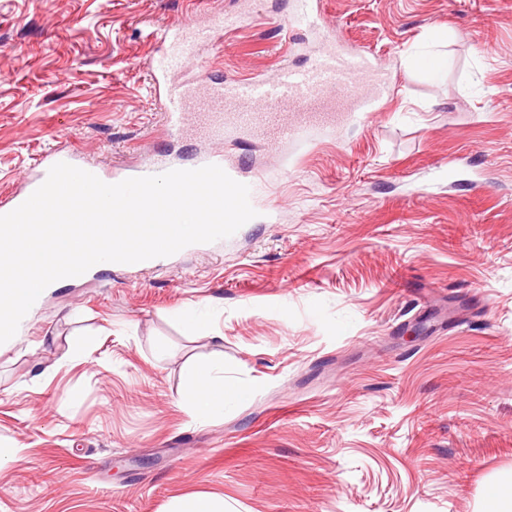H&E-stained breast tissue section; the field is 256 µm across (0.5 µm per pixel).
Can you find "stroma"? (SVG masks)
Here are the masks:
<instances>
[{
  "instance_id": "stroma-1",
  "label": "stroma",
  "mask_w": 512,
  "mask_h": 512,
  "mask_svg": "<svg viewBox=\"0 0 512 512\" xmlns=\"http://www.w3.org/2000/svg\"><path fill=\"white\" fill-rule=\"evenodd\" d=\"M373 53L380 115L307 148L228 142L277 221L50 284L0 344V512H477L512 472V0H318ZM292 0H0V201L46 152L173 151L148 62L191 12L254 23L211 76L309 66ZM442 37L440 78L408 64ZM467 158L457 176L435 166ZM191 312L209 332L186 335ZM98 342L83 349L81 337ZM215 365L222 412L192 415ZM229 392L232 391L224 386V377L214 375L211 364L199 363L194 367L188 404L196 416L204 417L223 408L224 398ZM174 512H224V500L213 495H201L178 501Z\"/></svg>"
}]
</instances>
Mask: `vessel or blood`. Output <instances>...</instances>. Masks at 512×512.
<instances>
[{
  "instance_id": "1",
  "label": "vessel or blood",
  "mask_w": 512,
  "mask_h": 512,
  "mask_svg": "<svg viewBox=\"0 0 512 512\" xmlns=\"http://www.w3.org/2000/svg\"><path fill=\"white\" fill-rule=\"evenodd\" d=\"M287 23L319 36L311 66L283 69L268 79L221 77L209 83L195 79L188 64L223 44L228 32L241 29L242 16L219 14L203 20L193 14L180 24L159 28L156 37L168 55L150 62L149 72L162 102L167 134L176 139L193 137L204 144V151L186 164L154 154L135 165L112 168L85 160L74 151L57 150L39 161L25 192L11 194L0 203V215L20 206L60 162L115 184L184 165L192 169L223 165L228 140H256L276 148L303 144L317 136L330 137L339 120L363 124L382 111L389 95V77L373 54L352 49L334 37L312 0H299ZM228 174L249 186L250 203L259 207L257 176L247 163H239Z\"/></svg>"
}]
</instances>
